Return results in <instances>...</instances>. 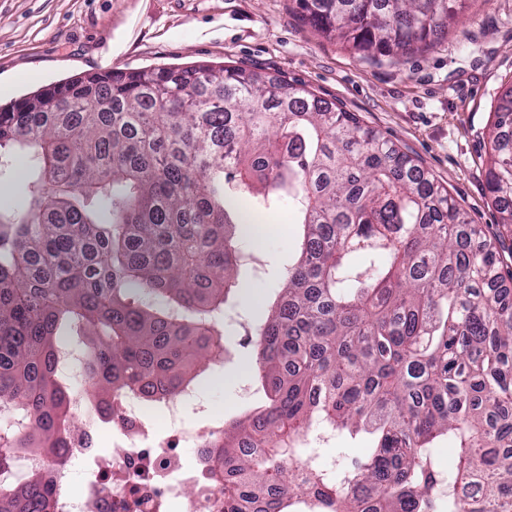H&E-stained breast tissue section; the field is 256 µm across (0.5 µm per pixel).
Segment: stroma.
<instances>
[{
	"instance_id": "35a3bbf8",
	"label": "stroma",
	"mask_w": 512,
	"mask_h": 512,
	"mask_svg": "<svg viewBox=\"0 0 512 512\" xmlns=\"http://www.w3.org/2000/svg\"><path fill=\"white\" fill-rule=\"evenodd\" d=\"M223 62L306 86L355 113L446 187L472 223H497L485 133L512 86V0H471L445 39L401 62L321 38L295 0H0L2 106L89 72ZM238 199L264 212L267 228L241 244L260 255L264 273H240L235 308L246 324L225 326L226 352L213 364L220 380L202 393L228 424L267 401L246 327L267 317L298 231L288 200L266 208L243 192ZM373 445L368 436L338 437L320 446L319 462L340 474Z\"/></svg>"
}]
</instances>
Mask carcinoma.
<instances>
[{"label":"carcinoma","mask_w":512,"mask_h":512,"mask_svg":"<svg viewBox=\"0 0 512 512\" xmlns=\"http://www.w3.org/2000/svg\"><path fill=\"white\" fill-rule=\"evenodd\" d=\"M469 0H296L320 34L397 61L448 33ZM471 224L381 132L288 81L231 65L80 75L0 107V168L37 172L0 209V402L35 420L0 440L60 467L73 378L91 407L174 395L226 352L249 218L225 186L299 204L302 240L251 332L269 404L210 443L224 512H512V92L494 113ZM374 437L334 476L315 427ZM457 448L448 466L438 442ZM8 512H53L39 475L0 485Z\"/></svg>","instance_id":"1"}]
</instances>
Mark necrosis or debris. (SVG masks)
<instances>
[{"label": "necrosis or debris", "mask_w": 512, "mask_h": 512, "mask_svg": "<svg viewBox=\"0 0 512 512\" xmlns=\"http://www.w3.org/2000/svg\"><path fill=\"white\" fill-rule=\"evenodd\" d=\"M114 414L103 420L90 413L82 398H75L72 411L80 417L63 454L67 466L49 468L37 455L24 453L15 460L17 475L39 474L57 492L55 512H168L169 505L183 499L187 512H224L222 482L210 460L207 446L223 433L221 421L208 426L188 425V411L206 413L199 386L147 402L130 393L113 399ZM112 433V450L102 453L99 440ZM195 450L193 464H185L183 447ZM86 472L80 495L67 493L70 463Z\"/></svg>", "instance_id": "necrosis-or-debris-1"}]
</instances>
